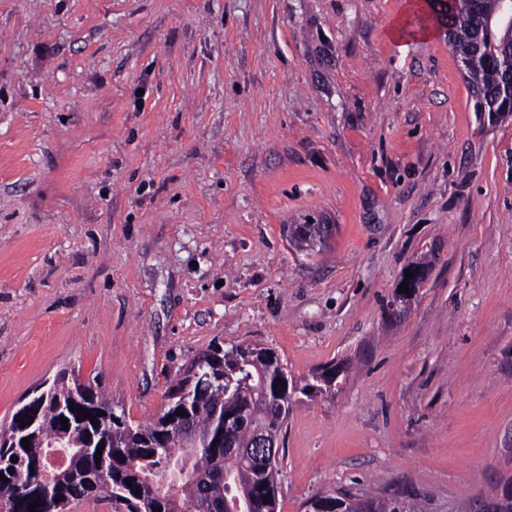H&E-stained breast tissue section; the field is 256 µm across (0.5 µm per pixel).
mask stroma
Here are the masks:
<instances>
[{
    "instance_id": "35a3bbf8",
    "label": "stroma",
    "mask_w": 512,
    "mask_h": 512,
    "mask_svg": "<svg viewBox=\"0 0 512 512\" xmlns=\"http://www.w3.org/2000/svg\"><path fill=\"white\" fill-rule=\"evenodd\" d=\"M335 225L293 249L282 225ZM427 265L403 314L405 267ZM300 397L278 512L512 481V115L429 0H0V425L64 367L132 422L210 346ZM410 269V271L415 272L414 277L409 278L408 284V293H399V286L402 285V282L405 279V270ZM427 270L424 266L417 264H409L402 272L400 279L398 281L397 288L395 290V294L393 296L392 301L389 305V310L396 314V310L400 304L410 302L418 293L419 289L422 287L426 280Z\"/></svg>"
}]
</instances>
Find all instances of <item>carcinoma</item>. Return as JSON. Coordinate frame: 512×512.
Listing matches in <instances>:
<instances>
[{"label":"carcinoma","instance_id":"obj_1","mask_svg":"<svg viewBox=\"0 0 512 512\" xmlns=\"http://www.w3.org/2000/svg\"><path fill=\"white\" fill-rule=\"evenodd\" d=\"M500 0H452L446 10H435L438 23L450 26L456 35L451 44L466 70L469 87L478 86L492 98L488 116L495 120L512 115V94L505 89L512 60L502 56L497 45L506 36V28L485 19L495 15ZM283 234L293 246L306 252L327 247L333 231L331 224H284ZM318 372L304 384L288 376L278 356L268 348L250 344L213 347L202 353L166 394V410L145 424H134L118 405L100 395L92 385H84L89 401L108 414V425L99 430L94 425H73L64 429L57 421V403L69 402L75 382L67 370L60 371L48 387L42 404L41 426L30 437L31 452L47 450L63 439L62 445L72 452L90 443L104 444L106 456L112 459L109 480L98 478L99 466L94 457L80 455L68 470L59 472L62 490L54 512H66L72 502L110 501L120 497L128 507H141V512H235L237 497H252V512H277L281 488L280 469L258 456L239 452L252 443L255 430L262 429L278 439L293 400L300 393L307 397L333 393L331 383L319 380ZM186 412V423L192 428L191 440L203 448L197 454L185 451L188 441L180 433L166 437V420L177 412ZM235 411L238 420L224 424V414ZM221 443L209 445L216 437ZM3 462L0 456V499L17 496L23 484L34 485L38 477L29 466ZM180 463L174 478L145 491L140 476L144 470L157 468L162 460ZM132 480L127 485L126 480ZM325 512H426L421 503L410 497L370 495L346 502L341 495L324 497Z\"/></svg>","mask_w":512,"mask_h":512}]
</instances>
